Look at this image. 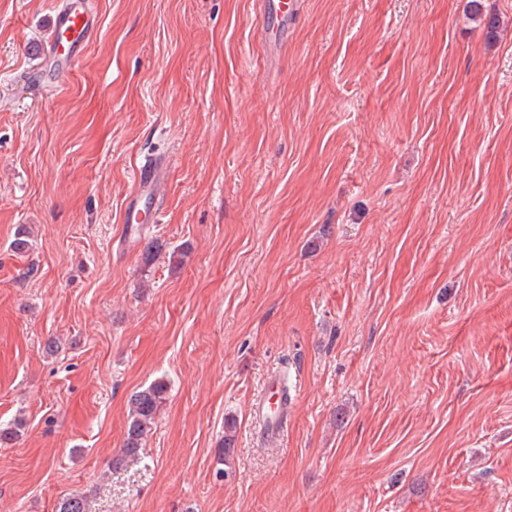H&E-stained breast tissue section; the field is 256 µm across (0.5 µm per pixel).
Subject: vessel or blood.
<instances>
[{
    "label": "vessel or blood",
    "mask_w": 512,
    "mask_h": 512,
    "mask_svg": "<svg viewBox=\"0 0 512 512\" xmlns=\"http://www.w3.org/2000/svg\"><path fill=\"white\" fill-rule=\"evenodd\" d=\"M94 19L86 0H58L53 17V37L47 50L58 65L70 67L87 47L94 30ZM158 169L147 162L139 166L135 189L129 196L125 223H137L142 208L156 190ZM279 379H272L262 400L253 406L254 415L262 422L271 438H279L288 415Z\"/></svg>",
    "instance_id": "1"
}]
</instances>
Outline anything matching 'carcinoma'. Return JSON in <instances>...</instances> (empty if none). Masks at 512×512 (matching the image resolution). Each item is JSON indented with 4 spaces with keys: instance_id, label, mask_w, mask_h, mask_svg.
I'll list each match as a JSON object with an SVG mask.
<instances>
[{
    "instance_id": "obj_1",
    "label": "carcinoma",
    "mask_w": 512,
    "mask_h": 512,
    "mask_svg": "<svg viewBox=\"0 0 512 512\" xmlns=\"http://www.w3.org/2000/svg\"><path fill=\"white\" fill-rule=\"evenodd\" d=\"M166 392L167 384L157 381L131 396V415L123 448L112 457V468H122L140 454L143 441L152 429L155 417L165 401ZM58 512H90L88 500L81 495L67 497L60 502Z\"/></svg>"
}]
</instances>
